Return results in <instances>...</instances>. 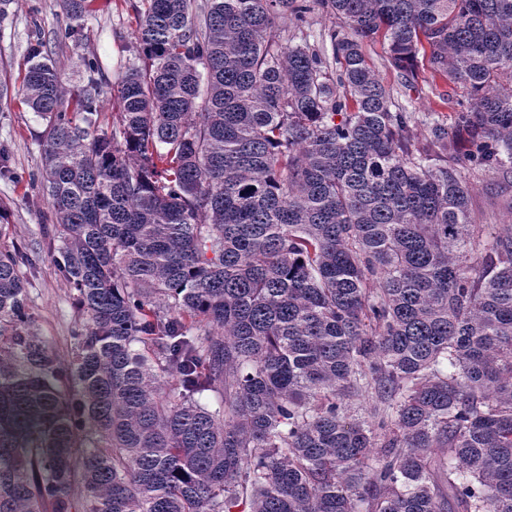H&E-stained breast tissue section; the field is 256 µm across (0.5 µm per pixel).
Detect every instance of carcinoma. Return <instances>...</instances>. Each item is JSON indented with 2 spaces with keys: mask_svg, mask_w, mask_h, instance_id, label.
Segmentation results:
<instances>
[{
  "mask_svg": "<svg viewBox=\"0 0 512 512\" xmlns=\"http://www.w3.org/2000/svg\"><path fill=\"white\" fill-rule=\"evenodd\" d=\"M379 35L466 89L452 124L415 138ZM133 37L110 128L41 36L18 89L82 323L65 367L0 250V512H512V225L472 209L512 174V0H143ZM339 23L340 20L337 18L326 17L316 10L315 13L309 16L308 23L305 25L303 30L305 35H307V39L310 44L320 43L322 36L325 37L328 29L333 28L335 25L338 26ZM385 408L386 405L381 403L374 393L371 394L370 392L369 394H363L353 400L351 414L371 422L376 416L380 415Z\"/></svg>",
  "mask_w": 512,
  "mask_h": 512,
  "instance_id": "carcinoma-1",
  "label": "carcinoma"
}]
</instances>
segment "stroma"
I'll use <instances>...</instances> for the list:
<instances>
[{
	"label": "stroma",
	"mask_w": 512,
	"mask_h": 512,
	"mask_svg": "<svg viewBox=\"0 0 512 512\" xmlns=\"http://www.w3.org/2000/svg\"><path fill=\"white\" fill-rule=\"evenodd\" d=\"M142 0H93L91 12L83 21L81 40H63L53 45V57L68 86L86 84L83 61L96 59L104 95L100 121L112 124L118 107L114 90L135 61L134 38L136 7ZM61 0H9L0 12V81L16 87L27 66L31 50V32L41 28L52 37L63 26ZM365 54L383 82L393 90L394 98L413 112V132L423 137L430 123L452 119L466 101L462 88L445 82H431L427 69H419L414 88L388 63L387 47L382 41L366 43ZM41 119L20 99L11 94L0 99V151L6 153L9 167L17 179L0 177V222L8 224L9 233L0 245L18 247L28 252L36 263L28 272V303L41 336L56 348L62 361H69L73 334L80 325L73 292L60 277L44 242L42 226L48 223L51 209L45 194L33 186L30 175L42 162L39 135ZM474 205L489 223L512 224V181L494 180L476 185Z\"/></svg>",
	"instance_id": "obj_1"
}]
</instances>
